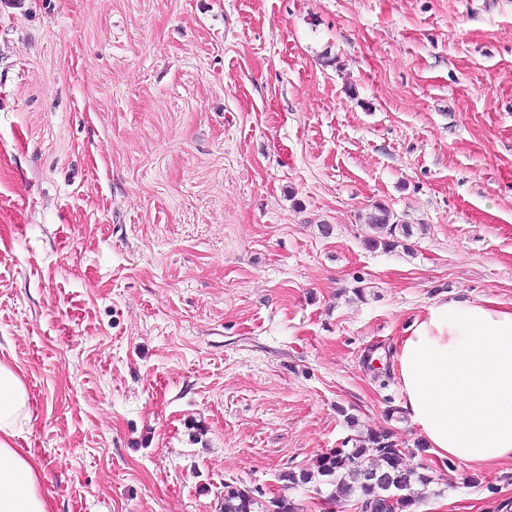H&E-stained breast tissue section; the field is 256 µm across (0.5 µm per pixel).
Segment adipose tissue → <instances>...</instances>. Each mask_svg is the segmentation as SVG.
<instances>
[{"instance_id":"obj_1","label":"adipose tissue","mask_w":512,"mask_h":512,"mask_svg":"<svg viewBox=\"0 0 512 512\" xmlns=\"http://www.w3.org/2000/svg\"><path fill=\"white\" fill-rule=\"evenodd\" d=\"M394 368L402 407L437 458L473 467L512 459V309L435 302L398 340ZM27 400L0 363V512H52L33 454L12 444Z\"/></svg>"}]
</instances>
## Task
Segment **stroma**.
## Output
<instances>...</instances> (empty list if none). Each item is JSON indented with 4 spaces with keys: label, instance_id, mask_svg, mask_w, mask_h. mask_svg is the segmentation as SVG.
I'll return each mask as SVG.
<instances>
[{
    "label": "stroma",
    "instance_id": "obj_1",
    "mask_svg": "<svg viewBox=\"0 0 512 512\" xmlns=\"http://www.w3.org/2000/svg\"><path fill=\"white\" fill-rule=\"evenodd\" d=\"M378 203L407 247L365 248ZM480 297L512 309V0H0V362L54 512H320L280 474L378 430L419 512H512L394 369ZM269 505L259 504V501L252 495V491L238 487L234 483H225L224 502L221 510L224 512H298L299 508L288 496H278ZM223 506V508H222ZM262 508L261 511L256 509Z\"/></svg>",
    "mask_w": 512,
    "mask_h": 512
}]
</instances>
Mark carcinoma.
<instances>
[{"label": "carcinoma", "instance_id": "obj_1", "mask_svg": "<svg viewBox=\"0 0 512 512\" xmlns=\"http://www.w3.org/2000/svg\"><path fill=\"white\" fill-rule=\"evenodd\" d=\"M389 207L377 204L368 217V223L388 229L385 238H368L365 245L392 251L413 236L412 227L393 221ZM405 451L386 430L358 435L352 448H334L323 454L316 470L301 469L280 475L285 487L293 488L309 483L332 487L324 497L328 504L355 498L360 512H402L419 503L423 490L432 483L431 476L418 473L404 462ZM375 472L382 482L368 484L364 475ZM223 512H298L294 501L278 496L269 505L259 506L252 491L232 483L224 484Z\"/></svg>", "mask_w": 512, "mask_h": 512}]
</instances>
